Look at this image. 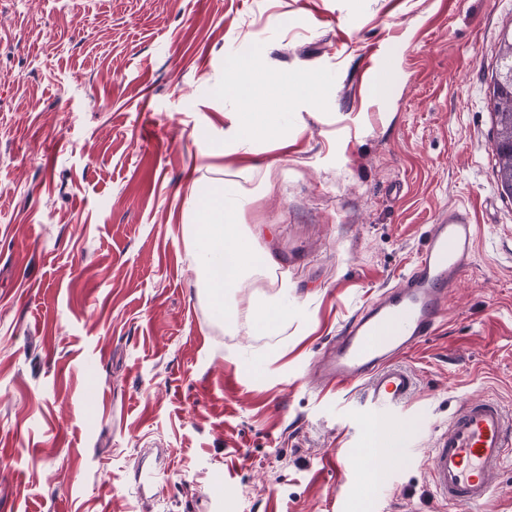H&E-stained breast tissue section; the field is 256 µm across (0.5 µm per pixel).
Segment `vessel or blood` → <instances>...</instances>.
Masks as SVG:
<instances>
[{"mask_svg":"<svg viewBox=\"0 0 512 512\" xmlns=\"http://www.w3.org/2000/svg\"><path fill=\"white\" fill-rule=\"evenodd\" d=\"M476 239L465 209L442 214L409 273L357 313L319 363L322 379L336 388L361 385L367 411L363 444L393 436L392 414L416 387L403 359L437 330ZM511 459L512 412L490 398L469 400L436 439L429 478L445 503L457 512H473L488 501Z\"/></svg>","mask_w":512,"mask_h":512,"instance_id":"vessel-or-blood-1","label":"vessel or blood"}]
</instances>
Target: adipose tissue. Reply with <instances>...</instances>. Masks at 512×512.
I'll return each instance as SVG.
<instances>
[{"instance_id":"ef3b65f1","label":"adipose tissue","mask_w":512,"mask_h":512,"mask_svg":"<svg viewBox=\"0 0 512 512\" xmlns=\"http://www.w3.org/2000/svg\"><path fill=\"white\" fill-rule=\"evenodd\" d=\"M268 82V75L255 60L238 75L234 89L249 109L239 115L235 148L279 133V113L265 109ZM248 199V191L241 188L216 193L197 211L193 224L185 228L194 246L196 285L206 291L215 314L228 327L238 317L237 288L262 267L273 264L272 257L258 258L252 234L239 222Z\"/></svg>"}]
</instances>
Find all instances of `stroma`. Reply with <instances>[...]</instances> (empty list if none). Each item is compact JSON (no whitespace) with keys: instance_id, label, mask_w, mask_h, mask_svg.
<instances>
[{"instance_id":"obj_1","label":"stroma","mask_w":512,"mask_h":512,"mask_svg":"<svg viewBox=\"0 0 512 512\" xmlns=\"http://www.w3.org/2000/svg\"><path fill=\"white\" fill-rule=\"evenodd\" d=\"M507 28L512 0H0V512H452L436 437L464 401L512 410V199L488 106ZM245 43L275 92L321 85L285 134L237 150ZM372 50L391 71L370 85ZM245 170L240 221L276 266L238 289L228 330L183 227ZM459 205L476 252L404 360L417 386L383 490L353 462L361 388L315 363ZM283 282L287 321L255 334L245 311Z\"/></svg>"}]
</instances>
